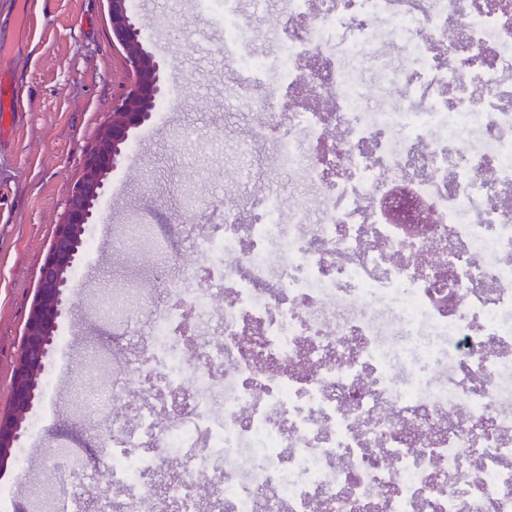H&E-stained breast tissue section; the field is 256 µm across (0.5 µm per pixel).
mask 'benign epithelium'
<instances>
[{
	"label": "benign epithelium",
	"mask_w": 512,
	"mask_h": 512,
	"mask_svg": "<svg viewBox=\"0 0 512 512\" xmlns=\"http://www.w3.org/2000/svg\"><path fill=\"white\" fill-rule=\"evenodd\" d=\"M112 44L120 48L132 79L115 97L112 113L86 153L82 173L68 194L67 208L57 225L39 272L37 296L24 327L23 350L13 367L11 407L0 415V466L6 467L19 447L21 428L33 408L34 387L26 380L41 376L58 318L84 247L85 228L95 220L94 204L104 192L109 173L129 149L135 131L152 116L165 94L164 68L148 50L147 39L130 8V0H108Z\"/></svg>",
	"instance_id": "obj_1"
}]
</instances>
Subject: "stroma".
I'll return each instance as SVG.
<instances>
[{
  "label": "stroma",
  "mask_w": 512,
  "mask_h": 512,
  "mask_svg": "<svg viewBox=\"0 0 512 512\" xmlns=\"http://www.w3.org/2000/svg\"><path fill=\"white\" fill-rule=\"evenodd\" d=\"M130 5L150 51L167 64L169 90L180 98L137 132L128 150L135 164H122L107 178L111 191L98 201L88 231L94 240L108 238L111 254L82 258L79 271L88 284L71 288L56 328L71 341L70 364L62 371L55 356L45 361L55 403L47 412L34 405L28 416L37 432L23 434L26 459L5 471L14 485L5 512H35L37 499L63 483L81 496L102 494L101 485L81 476L105 468L109 435L107 412L94 407L103 385L85 364L131 349L138 334L137 325L109 317L113 300L134 291L165 301L178 270L196 258L204 209L259 191L270 178L282 190L303 191L268 159L251 180L234 176L251 116L227 99L232 75L224 66L223 25L199 12L194 0ZM238 7L249 22L251 50L275 57L279 40L269 21L281 12L279 0H239ZM2 71L21 75L22 88L14 103L20 114L0 139V412L11 403L12 370L39 269L69 190L128 78L112 45L106 0H0ZM59 448L80 470L56 465Z\"/></svg>",
  "instance_id": "obj_1"
}]
</instances>
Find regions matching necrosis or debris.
Masks as SVG:
<instances>
[{"instance_id":"necrosis-or-debris-1","label":"necrosis or debris","mask_w":512,"mask_h":512,"mask_svg":"<svg viewBox=\"0 0 512 512\" xmlns=\"http://www.w3.org/2000/svg\"><path fill=\"white\" fill-rule=\"evenodd\" d=\"M236 4L197 0L256 115L244 161L274 143L315 200L225 203L202 266L129 312L99 512H512V10L281 0L271 60Z\"/></svg>"}]
</instances>
